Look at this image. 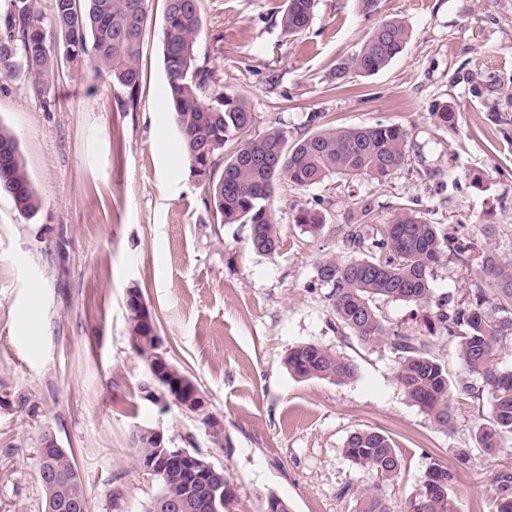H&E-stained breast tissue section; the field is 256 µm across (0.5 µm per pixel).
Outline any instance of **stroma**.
Listing matches in <instances>:
<instances>
[{
  "label": "stroma",
  "mask_w": 512,
  "mask_h": 512,
  "mask_svg": "<svg viewBox=\"0 0 512 512\" xmlns=\"http://www.w3.org/2000/svg\"><path fill=\"white\" fill-rule=\"evenodd\" d=\"M51 4L37 0L57 61L48 93L0 76V122L14 130L42 200L28 219L0 195V512H44L37 455L47 435L73 454L89 512H145L159 481L134 460L140 427L224 470L237 493L231 512H260L271 492L289 512H359V492L375 484L391 512H403L436 463L453 475L455 512H491L512 447L494 456L478 448L487 403L463 401L453 432L437 427L397 384L390 345L346 338L316 263L354 258L338 229L360 223L366 201L378 223L409 208L512 260V0H379L369 15L358 0H319L310 27L292 35L280 25L282 0H202L198 60L225 93L249 100L253 134L277 126L295 140L314 115L323 125L408 133L407 161L383 181L279 185L272 256L252 249L249 225L214 221L182 155L167 110L163 0H152L137 105L127 112L117 89L67 63ZM397 17L411 30L404 51L378 74L332 87L337 62ZM446 101L458 110L452 131L430 118ZM303 204L325 216L322 235L295 224ZM132 288L158 323L162 353L222 421L223 440L144 391L149 371L126 307ZM302 343L336 350L356 376L338 384L292 375L284 358ZM371 428L402 452L395 480L376 483L343 456L348 436Z\"/></svg>",
  "instance_id": "1"
}]
</instances>
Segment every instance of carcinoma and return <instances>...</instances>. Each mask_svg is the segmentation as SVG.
Listing matches in <instances>:
<instances>
[{
    "instance_id": "obj_1",
    "label": "carcinoma",
    "mask_w": 512,
    "mask_h": 512,
    "mask_svg": "<svg viewBox=\"0 0 512 512\" xmlns=\"http://www.w3.org/2000/svg\"><path fill=\"white\" fill-rule=\"evenodd\" d=\"M4 28L0 32V75L23 74L47 88L55 59L46 44L43 16L36 0H4ZM316 0H284L282 29L295 34L312 21ZM53 24L66 59L88 64L124 94L134 107L141 83L140 58L151 18V0H52ZM200 0H164L163 56L168 111L180 136L190 168L208 180L205 205L219 224H248L255 252L273 255L280 233L272 197L286 183L306 189L336 174L382 180L407 161L408 133L398 125L318 128L294 143L285 131L271 127L252 136L254 112L248 100L230 95L197 64V45L203 31ZM410 37L407 23L388 20L374 28L360 50L339 62L332 83L341 86L353 77H368L387 68ZM436 127L454 130L455 104L444 102L430 112ZM0 194L9 196L24 216L33 217L41 198L32 185L15 133L0 123ZM295 222L315 236L326 226L314 206L297 211ZM345 243L363 253L360 259L334 256L320 259L316 272L330 288L328 298L340 326L367 345L387 342L397 352L396 381L422 412L445 431L454 426L455 405L474 397L475 388L454 384L434 352V340H451L468 372L486 392L489 417L475 439L488 454L512 442V371L498 367L497 355L512 344V260L487 249L478 264V284L458 295L436 294L435 271L454 258L469 260L472 244L448 234L419 212L401 209L387 224L346 225ZM491 293H486L485 289ZM402 301L427 309L425 332L417 335L394 328L378 313L376 301ZM133 346L149 362L152 354L140 341L139 309L127 304ZM289 372L302 379L344 383L356 366L337 352L312 343L291 347L284 359ZM167 382L186 394L199 391L179 367L168 365ZM135 459L143 464L156 454L151 436L136 433ZM355 467L389 480L401 471L398 447L387 434L373 429L352 433L343 448ZM39 476L45 490V512H71L79 500L88 505L83 479L72 454L64 449L38 450ZM167 482L182 508L206 512L199 504L198 485L186 469L166 466ZM448 468L435 464L419 478L406 512H454ZM493 512H512V472L496 477ZM360 512H390L380 487L360 495Z\"/></svg>"
}]
</instances>
